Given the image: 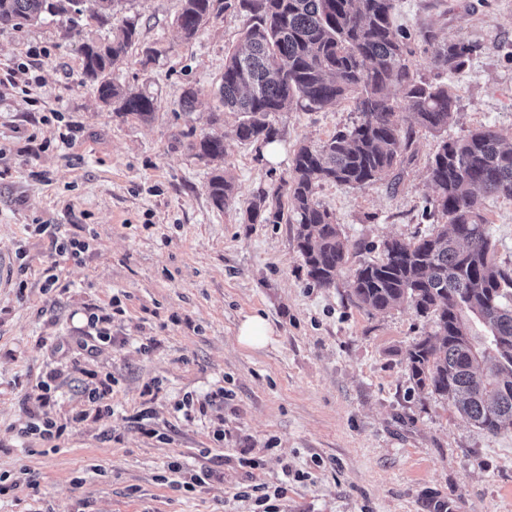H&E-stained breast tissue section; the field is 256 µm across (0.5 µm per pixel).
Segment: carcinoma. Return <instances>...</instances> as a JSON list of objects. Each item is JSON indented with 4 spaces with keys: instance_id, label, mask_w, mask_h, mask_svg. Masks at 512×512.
Segmentation results:
<instances>
[{
    "instance_id": "1",
    "label": "carcinoma",
    "mask_w": 512,
    "mask_h": 512,
    "mask_svg": "<svg viewBox=\"0 0 512 512\" xmlns=\"http://www.w3.org/2000/svg\"><path fill=\"white\" fill-rule=\"evenodd\" d=\"M121 0H0V28L21 29L48 16L86 12L112 24ZM176 25L190 40L214 16L217 0H183ZM224 9L250 15L243 45L228 53L219 88L224 109L241 120V141H275L268 117L302 104L321 110L350 100L361 121L319 145L293 153L287 194L262 192L249 220L296 225L297 249L308 278L320 288L336 284L348 248L333 213L315 199L334 182L371 186L402 163L410 132L402 129L400 98L419 126L448 131L457 112L448 84L415 77L405 63L406 33L395 28V0H224ZM124 22L104 41L80 45L83 76L99 99L120 116L148 121L149 96L112 81V69L135 41ZM470 46L448 42L431 58L439 74L461 69ZM207 162L224 159V141L203 134L189 142ZM434 195L429 215L443 229L413 242L388 239L382 257L355 269L350 294L364 308L385 311L405 302L434 318L436 330L407 352L417 388L453 402L468 421L489 433L512 425V272L502 269L486 233L481 198H512V143L491 129L442 140L429 166ZM213 205L234 199L233 179L214 169L206 186ZM287 200H282V197ZM473 316L486 335L471 334Z\"/></svg>"
}]
</instances>
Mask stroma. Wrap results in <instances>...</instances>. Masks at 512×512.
I'll return each mask as SVG.
<instances>
[{"label": "stroma", "mask_w": 512, "mask_h": 512, "mask_svg": "<svg viewBox=\"0 0 512 512\" xmlns=\"http://www.w3.org/2000/svg\"><path fill=\"white\" fill-rule=\"evenodd\" d=\"M181 8L122 0L113 19L137 24L112 78L153 98L147 123L118 116L84 80L80 44L109 36L93 17L0 29V257L10 269L0 287V474L25 465L33 482L0 495V512H254L239 495L254 484L285 486L275 512H512V429L483 431L410 378L406 351L433 333L431 317L349 296L354 270L378 260L384 240L431 232L423 208L439 136L397 102L411 143L396 180L318 188L348 263L335 286L316 287L295 225L250 224L246 209L287 181L297 145L320 144L359 115L347 100L272 113L274 158L238 140L236 113L209 123L247 16L219 12L188 41L175 25ZM393 22L423 78L447 41L477 46L447 77L459 108L448 138L489 127L512 139V0H396ZM189 88L199 94L190 115L180 107ZM191 131L224 139L236 184L224 209L207 194L212 167L189 149ZM482 213L497 263L512 270V198L484 197ZM29 224L51 230L31 235ZM63 239L89 247L76 259L58 250ZM50 273L59 280L48 290ZM93 312L109 315L113 340L87 350ZM255 312L272 336L251 350L236 333ZM93 372L112 378V411L73 422L89 407ZM50 375L55 396L40 410L65 427L58 451L19 434L37 410L32 386ZM220 387L224 400L205 414L178 411ZM145 404L150 417L138 419ZM244 454L255 467L240 466ZM175 460L177 483L162 482ZM200 469L211 479L189 489Z\"/></svg>", "instance_id": "obj_1"}]
</instances>
